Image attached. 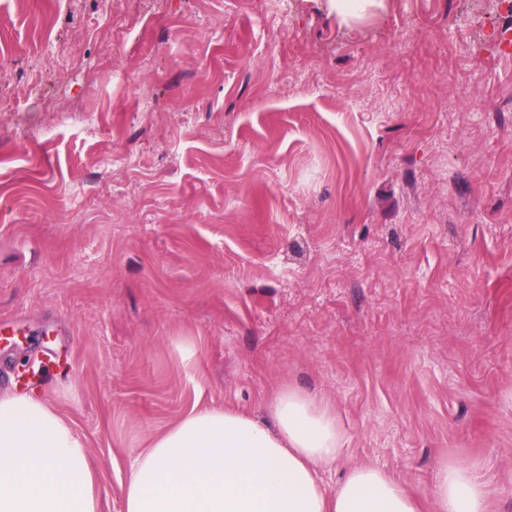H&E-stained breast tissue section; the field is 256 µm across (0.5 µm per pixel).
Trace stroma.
<instances>
[{"label": "stroma", "mask_w": 512, "mask_h": 512, "mask_svg": "<svg viewBox=\"0 0 512 512\" xmlns=\"http://www.w3.org/2000/svg\"><path fill=\"white\" fill-rule=\"evenodd\" d=\"M0 0V393L22 352L123 512L194 406L291 385L512 512V0ZM332 7L344 20L363 17L367 10L376 5L375 0H331Z\"/></svg>", "instance_id": "stroma-1"}]
</instances>
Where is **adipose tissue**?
I'll list each match as a JSON object with an SVG mask.
<instances>
[{
    "mask_svg": "<svg viewBox=\"0 0 512 512\" xmlns=\"http://www.w3.org/2000/svg\"><path fill=\"white\" fill-rule=\"evenodd\" d=\"M268 422L193 407L131 457L124 512H493L478 469L440 461L422 495L374 464L320 480L346 436L335 410L278 389ZM100 479L73 423L39 392L0 393V512H99Z\"/></svg>",
    "mask_w": 512,
    "mask_h": 512,
    "instance_id": "adipose-tissue-1",
    "label": "adipose tissue"
}]
</instances>
